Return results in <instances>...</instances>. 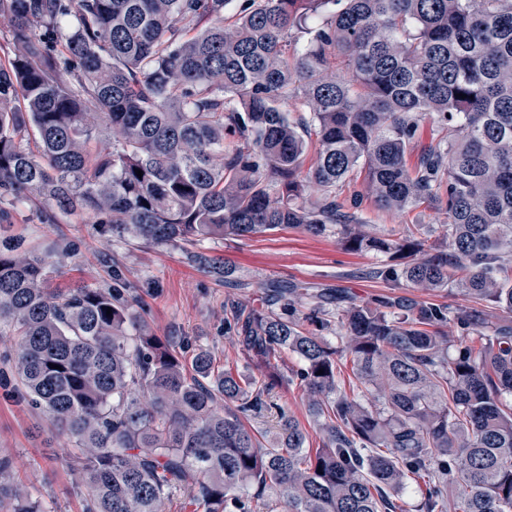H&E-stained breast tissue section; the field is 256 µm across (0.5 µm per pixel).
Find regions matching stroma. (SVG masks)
Instances as JSON below:
<instances>
[{"mask_svg": "<svg viewBox=\"0 0 512 512\" xmlns=\"http://www.w3.org/2000/svg\"><path fill=\"white\" fill-rule=\"evenodd\" d=\"M359 215L370 232L403 230L408 224L438 225L446 216L422 205L404 213L378 209L364 201ZM13 232L31 243L53 242L65 255L50 285L104 287L112 282L113 270L146 301L153 332L175 336L178 354L187 356L197 348L211 351L220 366L244 375L262 372L248 353L224 333V316L230 305L257 306L266 285L277 281L297 283L310 292L323 289L345 291L355 303L381 297L407 302H430L455 309L466 300L458 291L425 292L376 276L388 259L373 253H354L345 248L336 232L313 236L298 229L273 231L247 238H215L184 247L148 246L135 240H118L97 225L84 224L73 216H59L57 223L43 224L31 206L13 212ZM216 256L233 269L239 285L228 288L224 277L204 271L198 256ZM284 377L275 391V401L293 416L307 434L306 447L315 451L322 435L310 417L304 389L296 377L299 358L281 353L276 361ZM9 454L11 482L38 493L48 512H82L83 493L64 463L69 442L52 435L43 412L31 407L25 393L6 394L0 387V453Z\"/></svg>", "mask_w": 512, "mask_h": 512, "instance_id": "stroma-1", "label": "stroma"}]
</instances>
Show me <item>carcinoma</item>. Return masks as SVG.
Instances as JSON below:
<instances>
[{
    "mask_svg": "<svg viewBox=\"0 0 512 512\" xmlns=\"http://www.w3.org/2000/svg\"><path fill=\"white\" fill-rule=\"evenodd\" d=\"M0 19V336L18 346L3 386L71 443L84 512H165L177 493L196 512H410L420 472L419 512H512V0H0ZM426 122L434 143L411 167ZM366 198L438 207L442 241L423 224L366 231ZM19 204L157 246L334 227L352 252L391 255L381 276L471 305L450 336L444 306L322 293L304 313L307 288L274 285L224 319L258 381L205 348L176 356L116 270L107 288L47 287L55 253L8 233ZM284 350L323 432L312 455L283 410L266 446L245 423L274 406ZM10 470L0 455V512H47Z\"/></svg>",
    "mask_w": 512,
    "mask_h": 512,
    "instance_id": "cac0c4a2",
    "label": "carcinoma"
}]
</instances>
